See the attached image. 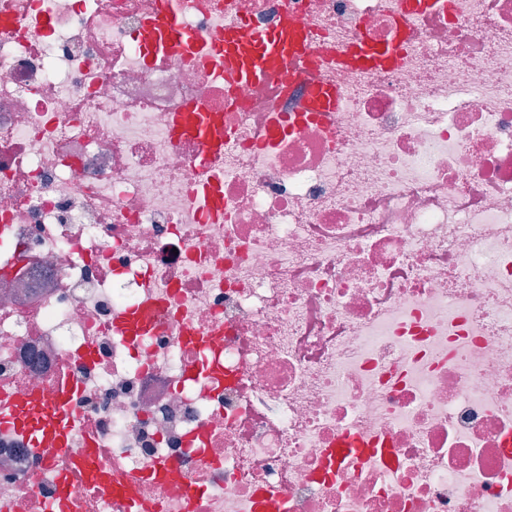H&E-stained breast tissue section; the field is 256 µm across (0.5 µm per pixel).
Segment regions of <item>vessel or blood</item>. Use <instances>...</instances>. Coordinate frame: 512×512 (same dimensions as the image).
<instances>
[{"instance_id":"b4317fda","label":"vessel or blood","mask_w":512,"mask_h":512,"mask_svg":"<svg viewBox=\"0 0 512 512\" xmlns=\"http://www.w3.org/2000/svg\"><path fill=\"white\" fill-rule=\"evenodd\" d=\"M135 42L144 49L164 45H192L193 36L181 24L178 0H160V9L134 36ZM306 33L294 17L283 15L279 25L263 31L243 26L227 25L222 35L211 39L215 53L224 57V74L236 81L260 80L283 71L285 60L304 55ZM401 56L400 44L376 46L366 40H358L348 49L337 51L340 64L354 63L363 67L393 66ZM342 103L340 89L310 81L307 92L299 93L294 101V111L333 112ZM171 136L181 140L194 136L206 141L211 151H223L227 142L224 125L218 113L208 111L203 105L191 104L177 113ZM152 321L148 307L131 309L120 324L124 335H140ZM76 392L75 386H66L54 401L26 393L11 404L0 408V425L13 429L30 440L36 448H59L67 441L71 420L66 407Z\"/></svg>"}]
</instances>
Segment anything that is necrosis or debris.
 Returning <instances> with one entry per match:
<instances>
[{"label": "necrosis or debris", "mask_w": 512, "mask_h": 512, "mask_svg": "<svg viewBox=\"0 0 512 512\" xmlns=\"http://www.w3.org/2000/svg\"><path fill=\"white\" fill-rule=\"evenodd\" d=\"M154 10L0 0V405L79 385L67 447L0 428V512H127L129 483L139 512H512V0H433L386 68L330 52L396 42L402 0H184L197 46L148 54ZM285 11L331 119L208 49ZM192 102L223 152L172 140ZM349 432L380 452L328 468ZM309 90L299 93L290 112H336L342 103V93L337 87L320 84L308 79ZM151 307L131 309L120 323V330L126 336H139L151 323Z\"/></svg>", "instance_id": "necrosis-or-debris-1"}]
</instances>
